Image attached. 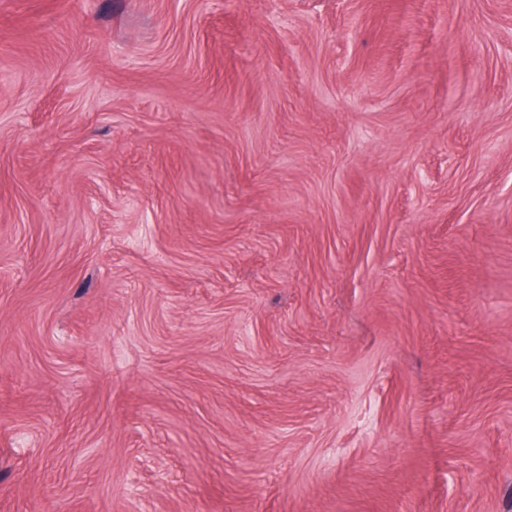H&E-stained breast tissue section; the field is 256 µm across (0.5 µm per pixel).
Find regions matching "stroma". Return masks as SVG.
I'll return each instance as SVG.
<instances>
[{
	"instance_id": "obj_1",
	"label": "stroma",
	"mask_w": 512,
	"mask_h": 512,
	"mask_svg": "<svg viewBox=\"0 0 512 512\" xmlns=\"http://www.w3.org/2000/svg\"><path fill=\"white\" fill-rule=\"evenodd\" d=\"M0 512H512V0H0Z\"/></svg>"
}]
</instances>
